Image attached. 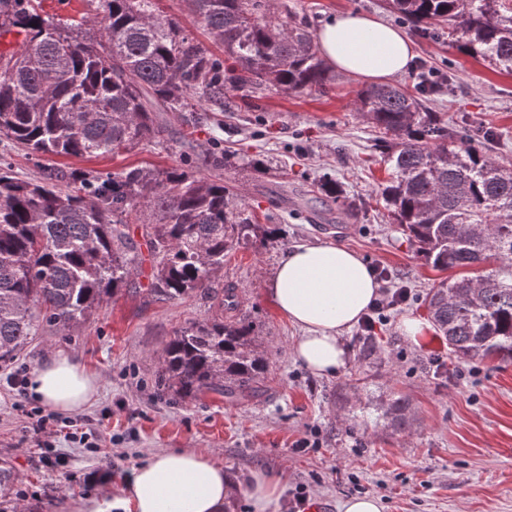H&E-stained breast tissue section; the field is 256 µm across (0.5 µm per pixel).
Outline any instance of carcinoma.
<instances>
[{"mask_svg": "<svg viewBox=\"0 0 512 512\" xmlns=\"http://www.w3.org/2000/svg\"><path fill=\"white\" fill-rule=\"evenodd\" d=\"M224 47L228 67L158 14V0H97L96 13L43 16L37 0H0V136L31 154L99 156L160 141V112L224 107V96L262 87L327 91L334 79L314 37L270 0H190ZM423 38L448 31L474 58L512 74V0H386ZM16 34L21 42L6 37ZM430 88L377 85L357 93L356 111L391 135L380 191L432 269L461 273L426 293L430 318L459 362H512V163L427 106ZM202 168L224 154L204 150ZM138 224L141 241L130 234ZM277 237L251 223L224 180L197 170L88 171L69 189L61 171L22 180L0 164V362L46 328L69 331L120 293L148 254L149 295L198 294L210 316L166 344L160 390L179 399L208 392L239 400L260 391L268 363L236 288L216 282L224 253ZM482 267L478 276L462 270ZM410 402L391 399L384 419L410 425ZM12 468L0 461V500Z\"/></svg>", "mask_w": 512, "mask_h": 512, "instance_id": "cac0c4a2", "label": "carcinoma"}]
</instances>
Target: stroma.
Wrapping results in <instances>:
<instances>
[{"instance_id": "obj_1", "label": "stroma", "mask_w": 512, "mask_h": 512, "mask_svg": "<svg viewBox=\"0 0 512 512\" xmlns=\"http://www.w3.org/2000/svg\"><path fill=\"white\" fill-rule=\"evenodd\" d=\"M283 2L313 33L345 11L402 30L415 58L396 84L413 86L431 70L454 73L453 89L432 95V110L449 125L490 132L493 154L512 160V75L460 52L448 35L419 37L382 0ZM334 79L325 93L268 88L247 105L231 94L220 109L161 113L162 145L114 155L34 157L0 137V162L25 180L48 168L72 176L186 166L201 150L219 149L231 164L218 175L238 205L282 235L230 250L220 277L236 287L264 341L269 368L258 396L182 400L158 391L166 343L207 318L208 305L195 295L153 300L147 260L133 276L136 293L104 303L73 331L46 329L0 363V457L17 475L18 512H84L103 486H119L152 455L181 448L223 465L235 489L228 512H251L242 490L256 471L281 482L276 512H294L300 498L341 512L345 500L363 495L379 498L383 512H512V363H459L437 332L416 346L401 331L404 317L427 318L425 294L442 274L417 257L379 202L384 136L355 110L364 81L340 72ZM255 158L266 171L249 167ZM325 176L341 184L342 201L321 193ZM301 243L345 246L387 270L392 285L412 290L375 336L361 338L356 326L345 332L347 364L333 376H316L292 356L301 331L269 295L282 256ZM52 351L73 356L97 378V393L80 412L54 410L7 383L10 373H33ZM438 356L444 367L435 365ZM399 394L415 415L405 430L381 418ZM40 415L46 427L37 425Z\"/></svg>"}]
</instances>
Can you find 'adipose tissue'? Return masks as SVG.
Listing matches in <instances>:
<instances>
[{"label": "adipose tissue", "instance_id": "obj_1", "mask_svg": "<svg viewBox=\"0 0 512 512\" xmlns=\"http://www.w3.org/2000/svg\"><path fill=\"white\" fill-rule=\"evenodd\" d=\"M330 69L369 82L406 72L414 58L406 34L360 13L332 14L317 32ZM269 293L302 334L292 353L312 373L333 375L346 365L343 333L379 296L374 275L357 252L342 245L300 244L281 259ZM34 398L61 412L84 408L97 392L95 375L67 354H56L29 382ZM232 492L223 465L190 449L155 455L134 468L108 500L119 512H224Z\"/></svg>", "mask_w": 512, "mask_h": 512}]
</instances>
